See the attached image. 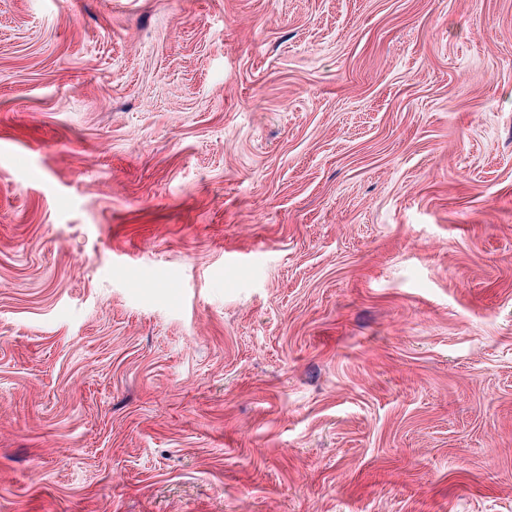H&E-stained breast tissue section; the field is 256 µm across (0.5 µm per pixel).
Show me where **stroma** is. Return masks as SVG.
<instances>
[{"mask_svg":"<svg viewBox=\"0 0 512 512\" xmlns=\"http://www.w3.org/2000/svg\"><path fill=\"white\" fill-rule=\"evenodd\" d=\"M0 512H512V0H0Z\"/></svg>","mask_w":512,"mask_h":512,"instance_id":"stroma-1","label":"stroma"}]
</instances>
